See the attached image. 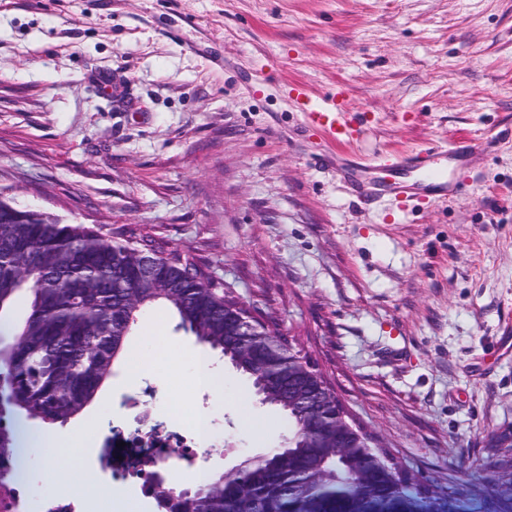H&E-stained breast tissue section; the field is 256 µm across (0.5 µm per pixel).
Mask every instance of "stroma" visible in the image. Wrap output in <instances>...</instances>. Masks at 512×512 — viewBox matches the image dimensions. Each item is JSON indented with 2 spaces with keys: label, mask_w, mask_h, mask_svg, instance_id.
I'll use <instances>...</instances> for the list:
<instances>
[{
  "label": "stroma",
  "mask_w": 512,
  "mask_h": 512,
  "mask_svg": "<svg viewBox=\"0 0 512 512\" xmlns=\"http://www.w3.org/2000/svg\"><path fill=\"white\" fill-rule=\"evenodd\" d=\"M295 83L349 89L365 154L475 141L462 190L362 203ZM0 199L193 258L413 491L512 512V0H0ZM147 316L165 356L135 381L116 362L78 421L207 415L212 471L281 445L282 412L226 359L223 392L182 403L202 346L166 305Z\"/></svg>",
  "instance_id": "stroma-1"
}]
</instances>
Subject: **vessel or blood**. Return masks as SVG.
Instances as JSON below:
<instances>
[{"label":"vessel or blood","instance_id":"b4317fda","mask_svg":"<svg viewBox=\"0 0 512 512\" xmlns=\"http://www.w3.org/2000/svg\"><path fill=\"white\" fill-rule=\"evenodd\" d=\"M289 97L302 115L303 126L321 133L337 172L371 200L387 198L400 203L423 194L437 199L447 196L448 177L441 163L460 158L469 150L466 144L451 142L368 159L352 149L361 129L348 117L343 92L316 100L305 87L295 84Z\"/></svg>","mask_w":512,"mask_h":512}]
</instances>
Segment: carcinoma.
I'll use <instances>...</instances> for the list:
<instances>
[{"instance_id":"1","label":"carcinoma","mask_w":512,"mask_h":512,"mask_svg":"<svg viewBox=\"0 0 512 512\" xmlns=\"http://www.w3.org/2000/svg\"><path fill=\"white\" fill-rule=\"evenodd\" d=\"M23 297L28 311L0 337V410L63 425L91 403L144 313L167 303L178 327L220 352L281 409L280 448L211 472L187 497L153 485L156 512H438L412 496L373 448H343L336 395L288 365L266 336H243L236 303L203 284L190 260L132 247L97 228L68 224L0 200V316Z\"/></svg>"}]
</instances>
